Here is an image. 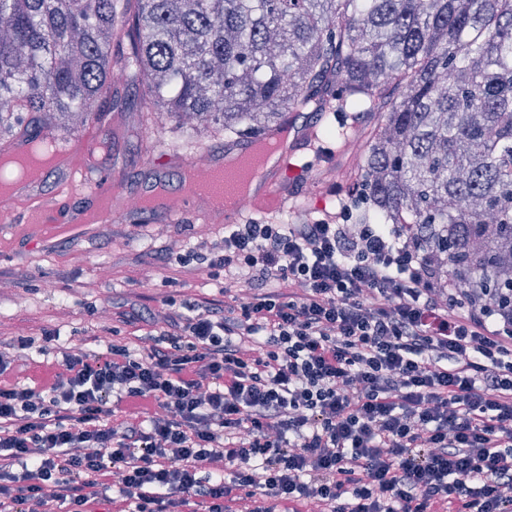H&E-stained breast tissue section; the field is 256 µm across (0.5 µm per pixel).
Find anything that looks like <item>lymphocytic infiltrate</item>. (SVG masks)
I'll use <instances>...</instances> for the list:
<instances>
[{"mask_svg": "<svg viewBox=\"0 0 512 512\" xmlns=\"http://www.w3.org/2000/svg\"><path fill=\"white\" fill-rule=\"evenodd\" d=\"M368 201L225 225L148 347L1 342L0 512H512V303Z\"/></svg>", "mask_w": 512, "mask_h": 512, "instance_id": "obj_1", "label": "lymphocytic infiltrate"}]
</instances>
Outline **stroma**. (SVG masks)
Masks as SVG:
<instances>
[{"label": "stroma", "instance_id": "stroma-1", "mask_svg": "<svg viewBox=\"0 0 512 512\" xmlns=\"http://www.w3.org/2000/svg\"><path fill=\"white\" fill-rule=\"evenodd\" d=\"M142 89L122 83L113 86L102 105L107 112L102 122L89 125V132L107 144L101 165L111 169L116 183L130 192L148 186L151 162L160 155L171 187H178L182 161L192 160L182 150L181 132L164 119L145 124L138 108ZM340 178L317 182L314 191L299 187L295 208L309 213L335 210L339 191L359 180L361 170L348 168ZM180 243L201 254L224 244L220 224H168L130 215L122 223L90 224L79 240L44 238L35 226L13 224L0 229V341L13 336H35L46 328L59 332L62 340L74 343L88 336L109 335L119 328V340L130 338L129 326L120 315L128 303L144 313L159 312L164 300L215 299L224 297V280L202 277L186 284L170 285L166 270H153L150 285H143L144 265L138 257L165 256L166 269L177 268L172 243Z\"/></svg>", "mask_w": 512, "mask_h": 512}]
</instances>
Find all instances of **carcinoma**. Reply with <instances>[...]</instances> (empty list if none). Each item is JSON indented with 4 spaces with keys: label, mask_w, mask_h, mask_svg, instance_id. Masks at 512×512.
Wrapping results in <instances>:
<instances>
[{
    "label": "carcinoma",
    "mask_w": 512,
    "mask_h": 512,
    "mask_svg": "<svg viewBox=\"0 0 512 512\" xmlns=\"http://www.w3.org/2000/svg\"><path fill=\"white\" fill-rule=\"evenodd\" d=\"M116 74L226 140L381 113L360 223L412 225L454 288L512 282V0H0L1 129L25 112L23 137L63 140Z\"/></svg>",
    "instance_id": "obj_1"
}]
</instances>
